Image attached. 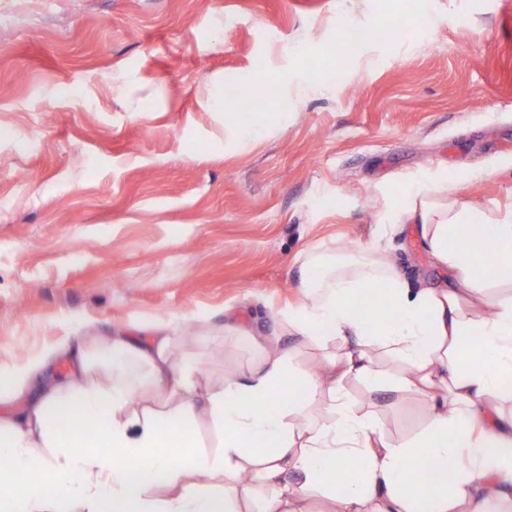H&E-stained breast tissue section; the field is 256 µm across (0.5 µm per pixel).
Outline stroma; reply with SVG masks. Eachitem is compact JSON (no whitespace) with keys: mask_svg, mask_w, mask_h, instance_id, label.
Here are the masks:
<instances>
[{"mask_svg":"<svg viewBox=\"0 0 512 512\" xmlns=\"http://www.w3.org/2000/svg\"><path fill=\"white\" fill-rule=\"evenodd\" d=\"M353 28L392 36L353 50ZM242 84L244 135L219 106ZM434 176L512 215V0H0V367L82 323H162L214 382L257 336L310 370L341 346L286 331L304 250L375 245L411 287L451 283L388 222ZM342 389L389 440L428 422L421 396Z\"/></svg>","mask_w":512,"mask_h":512,"instance_id":"stroma-1","label":"stroma"}]
</instances>
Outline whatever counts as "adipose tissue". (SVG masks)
I'll return each instance as SVG.
<instances>
[{
  "mask_svg": "<svg viewBox=\"0 0 512 512\" xmlns=\"http://www.w3.org/2000/svg\"><path fill=\"white\" fill-rule=\"evenodd\" d=\"M450 191L444 178L416 181L392 221L418 225L453 287L411 288L377 251L307 255L288 328L343 347L319 374L267 337L248 375L208 382L162 329L84 332L0 367V512H253L258 496L261 512H303L321 492L332 512H512V299L492 292L512 283V219L455 208ZM464 225L493 260L450 247ZM375 286L381 296L357 316ZM380 352L405 366L400 378ZM61 359L68 371L49 374ZM349 376L426 396L425 429L387 440L349 405ZM286 377L300 398L284 401ZM322 390L326 416L306 419L304 396ZM201 417L220 430L219 451L199 450ZM81 421L98 424L96 440L76 432Z\"/></svg>",
  "mask_w": 512,
  "mask_h": 512,
  "instance_id": "adipose-tissue-1",
  "label": "adipose tissue"
}]
</instances>
